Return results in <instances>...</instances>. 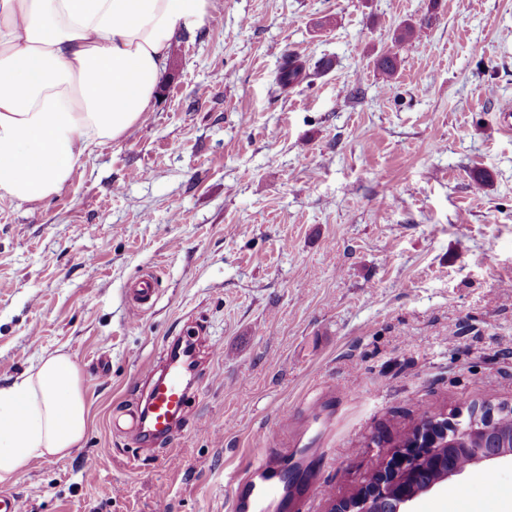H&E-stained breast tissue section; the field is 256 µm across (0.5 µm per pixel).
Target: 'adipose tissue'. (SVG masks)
<instances>
[{
  "mask_svg": "<svg viewBox=\"0 0 512 512\" xmlns=\"http://www.w3.org/2000/svg\"><path fill=\"white\" fill-rule=\"evenodd\" d=\"M211 0H0V199L57 194L85 155L148 112L176 39ZM89 407L69 354L0 385V483L82 442Z\"/></svg>",
  "mask_w": 512,
  "mask_h": 512,
  "instance_id": "obj_1",
  "label": "adipose tissue"
}]
</instances>
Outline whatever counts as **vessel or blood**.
Here are the masks:
<instances>
[{
  "label": "vessel or blood",
  "mask_w": 512,
  "mask_h": 512,
  "mask_svg": "<svg viewBox=\"0 0 512 512\" xmlns=\"http://www.w3.org/2000/svg\"><path fill=\"white\" fill-rule=\"evenodd\" d=\"M190 358L168 354L159 374L149 375L144 403L130 413V427L153 440L169 438L190 401ZM230 497L232 512H278L288 503V479L282 468L252 465Z\"/></svg>",
  "instance_id": "obj_1"
}]
</instances>
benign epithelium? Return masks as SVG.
<instances>
[{"label":"benign epithelium","mask_w":512,"mask_h":512,"mask_svg":"<svg viewBox=\"0 0 512 512\" xmlns=\"http://www.w3.org/2000/svg\"><path fill=\"white\" fill-rule=\"evenodd\" d=\"M493 426V416L482 417L477 410L466 414L454 412L440 417L419 428L417 442L391 456L353 495L333 504L330 512H410L411 503L437 484L464 473L456 467L439 473L431 483L422 488L414 487L422 464L435 463L441 451L440 438L446 437L455 444H466L480 432ZM512 458V448L483 447L471 449L468 466L491 467L498 461Z\"/></svg>","instance_id":"benign-epithelium-1"}]
</instances>
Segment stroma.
<instances>
[{
	"mask_svg": "<svg viewBox=\"0 0 512 512\" xmlns=\"http://www.w3.org/2000/svg\"><path fill=\"white\" fill-rule=\"evenodd\" d=\"M430 7L386 79L377 57ZM290 52L312 71L284 92ZM510 105L512 0H213L139 125L50 198L0 200V384L60 350L94 415L0 493L23 512H227L236 475L288 446V512H329L421 415L512 404ZM177 337L204 371L176 440L146 450L128 412ZM493 471L411 512H512V460ZM433 16L425 14L416 24L406 23L395 30L393 34V43L396 46L402 45L418 37L424 28L431 25Z\"/></svg>",
	"mask_w": 512,
	"mask_h": 512,
	"instance_id": "obj_1",
	"label": "stroma"
}]
</instances>
